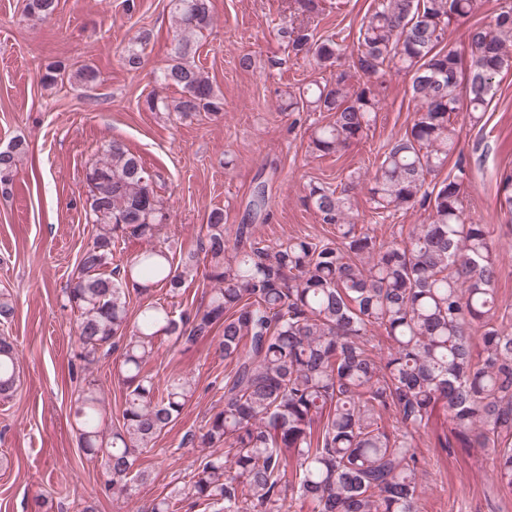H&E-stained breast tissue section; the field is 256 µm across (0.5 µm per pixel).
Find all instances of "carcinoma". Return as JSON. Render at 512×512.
I'll return each mask as SVG.
<instances>
[{"label":"carcinoma","mask_w":512,"mask_h":512,"mask_svg":"<svg viewBox=\"0 0 512 512\" xmlns=\"http://www.w3.org/2000/svg\"><path fill=\"white\" fill-rule=\"evenodd\" d=\"M476 0H374L358 30L352 68L344 49L314 39L304 25L277 36L294 56L310 57L331 79L287 92L288 111L328 113L310 123L309 148L342 155L368 137L380 110L381 78L403 71L416 102L404 134L387 144L375 172L351 171L339 183L311 184L306 204L331 238L291 237L272 245L238 225L224 235V212H210L196 247L174 260L146 249L114 263L132 240L151 239L169 216L156 192V174L122 141L103 144L86 168V221L98 226L83 250L78 276L65 289L76 311L79 358L93 364L119 351L123 385L118 426L102 428L103 398L94 380L78 398L79 443L102 456L105 490L129 498L148 474L134 470L133 453L151 448L196 392L187 375L160 384L145 370L163 338L190 347L221 329L215 351L232 366L224 406L182 444L210 453L190 472L184 496L214 512H420L418 448L431 432L441 456L493 454L491 479L512 493V313L502 310L492 232L465 215L462 188L469 162L456 153L460 112L481 125L496 77L512 70V0L493 20L467 35L469 64L446 48L449 28L470 16ZM309 19L322 0H288ZM57 0H27V15L49 20ZM174 47L160 81L180 97L148 96L150 112L217 117L223 96L196 64V37L213 18L209 0H174ZM150 33L124 47L129 72L145 63ZM90 65L62 61L44 67L41 82L90 87ZM26 154L23 141L0 148V191L7 192ZM457 155L454 174L437 176ZM368 183L371 209L385 220L416 206L430 222L406 236L380 241L352 211L351 193ZM500 210L512 216V172L497 189ZM205 300L180 312L155 301L131 314V293L157 287L177 297L197 278ZM11 294L0 292V323L15 316ZM16 351L0 338V397L16 391Z\"/></svg>","instance_id":"carcinoma-1"}]
</instances>
